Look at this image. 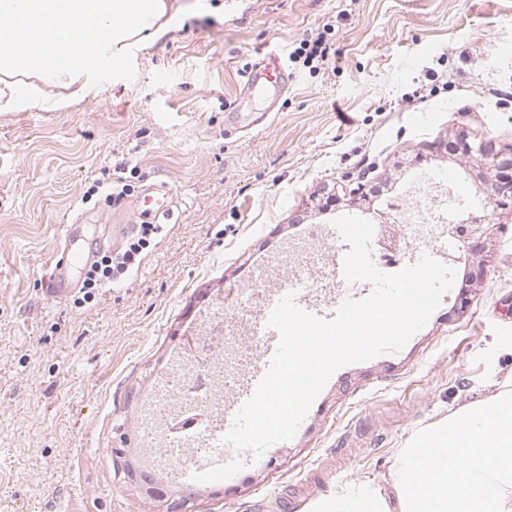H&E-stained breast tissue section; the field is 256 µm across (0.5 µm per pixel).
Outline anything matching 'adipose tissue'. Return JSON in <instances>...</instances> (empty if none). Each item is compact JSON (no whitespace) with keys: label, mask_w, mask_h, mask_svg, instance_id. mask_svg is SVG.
I'll list each match as a JSON object with an SVG mask.
<instances>
[{"label":"adipose tissue","mask_w":512,"mask_h":512,"mask_svg":"<svg viewBox=\"0 0 512 512\" xmlns=\"http://www.w3.org/2000/svg\"><path fill=\"white\" fill-rule=\"evenodd\" d=\"M178 22L167 0H0L1 26L20 38L46 35L56 48L37 61L19 46L0 50V111L62 109L85 91L91 53L122 63ZM22 76L30 83L21 92ZM45 82L61 94L46 95ZM314 512H512V382L417 431L391 493L347 491L320 499Z\"/></svg>","instance_id":"ef3b65f1"}]
</instances>
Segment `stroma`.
Wrapping results in <instances>:
<instances>
[{
  "label": "stroma",
  "mask_w": 512,
  "mask_h": 512,
  "mask_svg": "<svg viewBox=\"0 0 512 512\" xmlns=\"http://www.w3.org/2000/svg\"><path fill=\"white\" fill-rule=\"evenodd\" d=\"M209 2L104 59L68 107L0 112V512H168L182 496L191 512H309L337 491L386 492L415 432L512 379V210L488 203L494 169L448 152L461 138L512 150V0ZM320 34L327 62H292ZM263 50L295 80L244 104L271 107L267 127L225 136L224 106ZM122 163L128 196L83 201ZM151 184L177 205L139 267L89 303H47L64 224L98 215L86 248L118 250ZM427 200L449 224L473 203L489 219L481 250L438 247L454 286L399 353L337 370L292 439L244 453L232 486L155 466L142 405L198 326L229 316L227 285L275 289L293 252L336 246V217L378 224Z\"/></svg>",
  "instance_id": "35a3bbf8"
}]
</instances>
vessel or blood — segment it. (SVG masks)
<instances>
[{
    "label": "vessel or blood",
    "mask_w": 512,
    "mask_h": 512,
    "mask_svg": "<svg viewBox=\"0 0 512 512\" xmlns=\"http://www.w3.org/2000/svg\"><path fill=\"white\" fill-rule=\"evenodd\" d=\"M288 77L283 67L270 58L263 57L247 71L242 85L244 95L259 97L270 86L285 87ZM136 205L140 212L154 219H170L173 215L175 198L171 189L165 186H148L138 197ZM85 219H77L64 227L65 243L57 249L54 259L41 277V293L50 302L66 296L76 277L82 276L90 265L92 256L80 246V236L85 228ZM264 338L258 350V360L248 379L225 381L224 425L232 427L234 418L241 407L252 397L261 379L267 372L269 362L277 344L278 334L272 328H264Z\"/></svg>",
    "instance_id": "vessel-or-blood-1"
}]
</instances>
